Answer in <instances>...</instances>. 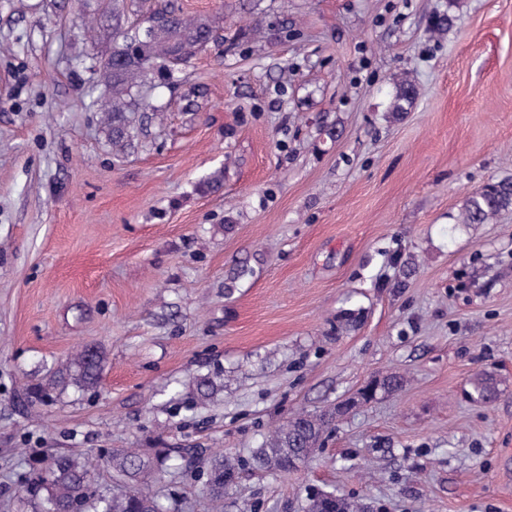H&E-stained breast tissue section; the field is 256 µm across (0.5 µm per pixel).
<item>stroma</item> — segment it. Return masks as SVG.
Listing matches in <instances>:
<instances>
[{
    "mask_svg": "<svg viewBox=\"0 0 512 512\" xmlns=\"http://www.w3.org/2000/svg\"><path fill=\"white\" fill-rule=\"evenodd\" d=\"M217 39L112 145L80 0H0V512L38 462L128 448L170 512H512V0H177ZM412 107L394 116L397 84ZM96 387L37 391L83 348ZM493 374L500 394L469 399ZM396 392L357 402L367 382ZM207 376L221 386L197 396ZM336 411L286 474L253 455ZM238 477L216 507L209 463ZM512 210V178L489 182L468 197L463 208V223L485 224L502 211Z\"/></svg>",
    "mask_w": 512,
    "mask_h": 512,
    "instance_id": "35a3bbf8",
    "label": "stroma"
}]
</instances>
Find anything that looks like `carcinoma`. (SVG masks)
I'll list each match as a JSON object with an SVG mask.
<instances>
[{"label": "carcinoma", "mask_w": 512, "mask_h": 512, "mask_svg": "<svg viewBox=\"0 0 512 512\" xmlns=\"http://www.w3.org/2000/svg\"><path fill=\"white\" fill-rule=\"evenodd\" d=\"M121 0H95L91 8L95 13L112 16V47L98 57L96 72L100 74L101 90L91 102L102 112L112 130V145L123 146L133 124L131 112L138 105L136 96L150 82L165 77L168 56L172 54L171 42H176L179 54L175 65L184 63L194 53L215 40L210 22L187 18L172 4L148 10V14L161 20L163 28L153 45V52L145 53L137 24L121 23ZM416 96L413 84L407 80L396 86L395 111L400 113L412 105ZM512 210V178L505 177L489 182L468 197L463 208L464 224H484L502 211ZM102 355L82 351L69 366L70 381L78 387H92L99 379ZM402 379L386 375L367 387L368 399L377 391H397ZM470 398L485 403L494 401L499 393L497 380L488 374H478L471 382ZM329 418L324 415L300 413L279 426L264 447L257 449L254 461L263 467L287 472L295 469V461L307 460L306 449L318 444ZM113 468L134 481L147 462L139 451L127 449L112 458ZM95 464L86 456L62 455L38 470L35 484L43 492L44 501L53 503L58 512H69L75 500H80V512H168V507L149 492L134 483L120 494L102 496L91 491V475ZM237 464L230 458H214L209 472L208 485L213 499L224 498V488L234 483ZM354 505L333 494L316 495L311 499L308 512H353Z\"/></svg>", "instance_id": "obj_1"}]
</instances>
